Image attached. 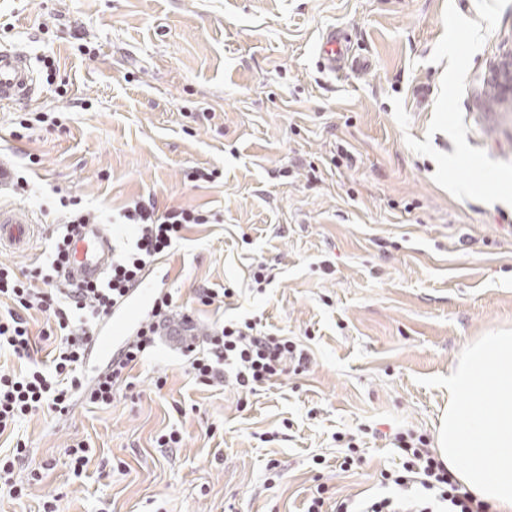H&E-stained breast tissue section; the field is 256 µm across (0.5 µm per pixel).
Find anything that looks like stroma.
<instances>
[{"label": "stroma", "mask_w": 512, "mask_h": 512, "mask_svg": "<svg viewBox=\"0 0 512 512\" xmlns=\"http://www.w3.org/2000/svg\"><path fill=\"white\" fill-rule=\"evenodd\" d=\"M332 27L364 70L318 67ZM0 44L39 81L0 109V165L29 182L0 204L36 220L0 264L25 272L49 249L59 216L44 209L63 196L120 245L131 198L206 211L157 260L160 291L196 335L252 318L311 358L245 396L197 384L192 336L168 333L112 406L19 425L25 490L0 483V512H305L319 486L334 512L393 495L391 434L433 437L461 353L512 330V0H0ZM37 111L46 122L16 138ZM260 263L274 278L259 290ZM201 288L233 295L204 307ZM172 430L182 446L158 447ZM340 433L361 458L346 471ZM81 440L95 453L77 476Z\"/></svg>", "instance_id": "1"}]
</instances>
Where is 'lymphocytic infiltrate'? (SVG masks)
I'll use <instances>...</instances> for the list:
<instances>
[{
    "label": "lymphocytic infiltrate",
    "mask_w": 512,
    "mask_h": 512,
    "mask_svg": "<svg viewBox=\"0 0 512 512\" xmlns=\"http://www.w3.org/2000/svg\"><path fill=\"white\" fill-rule=\"evenodd\" d=\"M68 211L66 224L51 245L45 261L25 275L0 264V297L12 300L0 312V352L21 360L17 370L0 369V434L14 431L20 422L42 410L68 414L75 397L96 406H108L120 398L130 372L155 348L158 336L175 301L164 293L151 318L129 343L113 353L103 375L88 380L84 365L90 340L112 306L126 295L144 268L168 253L191 224L208 223L204 212L184 207L158 210L154 202L132 200L119 221L133 226L132 250L113 255L105 279L87 286L62 285L59 270L68 242L79 225L96 223L97 217L82 207L80 199L60 198ZM42 314L46 327L33 335L29 315ZM52 343L45 359H38V340ZM205 345L189 353L190 372L199 384L230 383L245 394L280 377L287 365L302 368L305 356L288 338L270 335L257 322L227 321L205 336ZM392 443L403 458L401 470L383 473L384 482L399 490L417 488L416 498L384 497L356 502L342 500L336 512H489L487 504L474 500L456 486L447 467L438 459L425 436L413 431L394 434Z\"/></svg>",
    "instance_id": "f902f5d3"
}]
</instances>
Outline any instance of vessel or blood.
Returning <instances> with one entry per match:
<instances>
[{"label":"vessel or blood","instance_id":"vessel-or-blood-1","mask_svg":"<svg viewBox=\"0 0 512 512\" xmlns=\"http://www.w3.org/2000/svg\"><path fill=\"white\" fill-rule=\"evenodd\" d=\"M322 71L336 73L352 65L345 56L342 38L336 30H326L317 50ZM37 79L31 59L25 51L0 48V106L37 96ZM32 219L28 210L0 205V245L24 244ZM112 260V235L105 225H86L72 242L69 279L74 283L92 281L105 273ZM160 294L153 268H146L128 295L117 303L100 323L93 341L92 359L86 364L88 378H95L104 368L115 347L131 341L143 320L149 316Z\"/></svg>","mask_w":512,"mask_h":512}]
</instances>
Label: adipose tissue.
<instances>
[{"mask_svg": "<svg viewBox=\"0 0 512 512\" xmlns=\"http://www.w3.org/2000/svg\"><path fill=\"white\" fill-rule=\"evenodd\" d=\"M435 444L475 499L512 512V332L481 337L449 372Z\"/></svg>", "mask_w": 512, "mask_h": 512, "instance_id": "adipose-tissue-1", "label": "adipose tissue"}]
</instances>
